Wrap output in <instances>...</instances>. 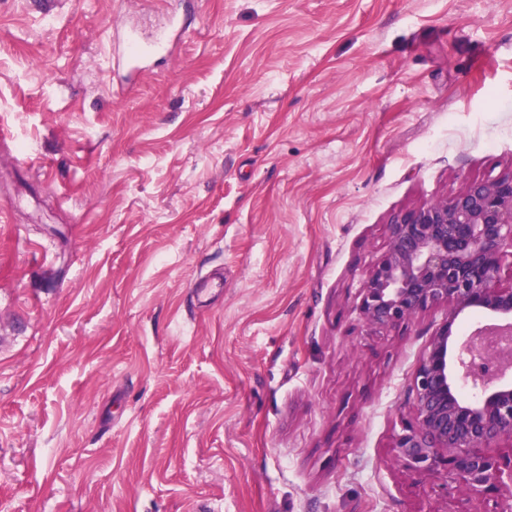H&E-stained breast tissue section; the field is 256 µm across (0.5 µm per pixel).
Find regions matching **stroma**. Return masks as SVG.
Instances as JSON below:
<instances>
[{
  "mask_svg": "<svg viewBox=\"0 0 512 512\" xmlns=\"http://www.w3.org/2000/svg\"><path fill=\"white\" fill-rule=\"evenodd\" d=\"M0 124V512H455L395 448L446 310L359 294L512 172V0H0ZM139 39H142L140 35L127 34L123 39V54L118 57V64L126 67L130 76L140 73L149 57L166 51L170 41L169 38H159L149 43L152 46L151 51Z\"/></svg>",
  "mask_w": 512,
  "mask_h": 512,
  "instance_id": "35a3bbf8",
  "label": "stroma"
}]
</instances>
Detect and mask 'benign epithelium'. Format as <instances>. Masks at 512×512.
<instances>
[{"instance_id": "obj_1", "label": "benign epithelium", "mask_w": 512, "mask_h": 512, "mask_svg": "<svg viewBox=\"0 0 512 512\" xmlns=\"http://www.w3.org/2000/svg\"><path fill=\"white\" fill-rule=\"evenodd\" d=\"M510 250L512 173L472 180L450 197L394 215L387 249L360 291L359 314L371 329L431 307L447 310L414 373V415L396 448L421 474L441 472L446 495L462 504L512 489V461L488 451L512 442V363L484 344L493 333L512 336V287L498 284ZM468 311L508 322L458 336L453 327Z\"/></svg>"}]
</instances>
